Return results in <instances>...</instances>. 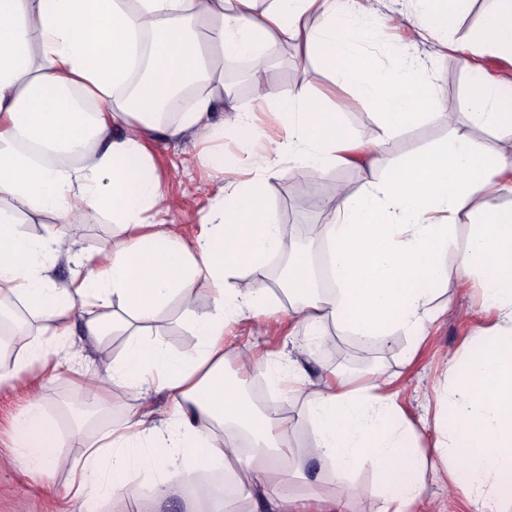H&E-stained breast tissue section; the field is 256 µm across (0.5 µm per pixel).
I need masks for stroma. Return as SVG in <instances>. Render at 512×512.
<instances>
[{"instance_id": "1", "label": "stroma", "mask_w": 512, "mask_h": 512, "mask_svg": "<svg viewBox=\"0 0 512 512\" xmlns=\"http://www.w3.org/2000/svg\"><path fill=\"white\" fill-rule=\"evenodd\" d=\"M493 0H468L461 9L455 26L447 34L448 48H438L425 32L403 21L404 16L417 12L418 0H371L372 15H358L357 25L372 29L367 51L379 54L385 66H395L402 51H409L423 61V73L430 83L437 106L404 128L392 139L386 138L374 122L375 105L355 86L343 83L312 56L298 55L294 49L274 48L267 60L266 81L276 93L289 94L300 88L322 99L327 107L339 114L345 126L378 144L383 155L397 159L408 153L424 150L447 140L451 130L465 132L475 143L498 149L511 138L508 133L489 129L472 122L462 101L479 77H491L507 84L512 93V59L495 50H487L481 58L480 71L470 68L459 44L469 42L482 29L493 9ZM390 19L389 27L373 30L374 16ZM244 90L235 94V102L243 112L253 113L256 123L268 138L270 149L278 150L288 139V127L277 113L274 102H257L251 78H244ZM213 122L223 125L220 139L206 142L194 132L170 138L154 132L149 137L153 163L161 178L164 206L157 214L159 222L171 225L184 238H192L209 212L210 198L222 184L258 176L275 223L293 226L297 240V257L311 261L325 251V242L317 227L333 223L336 218V193L340 188L359 191L362 186L359 170L353 164L323 168L319 173V191L324 197L321 207L304 205L303 183L295 173L296 157L280 154L278 164L267 168L264 159L251 144L240 140L233 128V115L217 109ZM125 233L120 225L105 216L90 214L80 232L84 251L120 247ZM482 301L478 279L462 283L449 278L447 290L437 302L444 312L432 326L422 344L400 334L389 342H373L369 357H359L354 336L326 326L331 338L329 347L313 351L306 368L311 376L326 371L344 370L346 363L372 364L373 368L394 381L393 390L407 418L415 425L412 443L423 452H431L435 434L429 422L444 413L450 404L455 374L464 369L463 346L471 336L474 323L470 318ZM280 322L272 330L261 331L258 319L246 313L224 328V371L227 377L242 383L260 385L268 404L283 405L284 415H293L302 408L304 397L288 393L271 383L268 369L277 368L282 355L297 352L306 337L300 327L288 322V304L275 298ZM192 314V313H191ZM191 314L180 301H171L150 324L149 332L179 352H189L198 345L194 336ZM416 349L415 359H408L409 349ZM267 359V368L252 369L244 363V355ZM85 388L68 368L58 370L57 378H49L41 369L22 375L13 385L0 388V512H68L69 489L66 469L47 472L27 469L15 444L16 429L30 396H38L42 408L54 422L63 445L62 455L75 458L81 450L73 433L90 438L99 432L123 424L137 409L136 392L114 389L112 408L108 412L87 418L77 416L71 408V398H84ZM314 439L312 425L300 421L289 435L294 452L289 482L291 494L300 498L320 497L343 499L345 512H377L379 502L368 493L372 482L369 468L354 472L348 479H338L331 466L310 458ZM413 512H473L460 487L433 481Z\"/></svg>"}]
</instances>
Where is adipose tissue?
<instances>
[{
	"instance_id": "ef3b65f1",
	"label": "adipose tissue",
	"mask_w": 512,
	"mask_h": 512,
	"mask_svg": "<svg viewBox=\"0 0 512 512\" xmlns=\"http://www.w3.org/2000/svg\"><path fill=\"white\" fill-rule=\"evenodd\" d=\"M254 0H0V305L20 304L48 316L51 328L27 337L26 352L0 372V387L31 366L57 370L69 356L65 345L74 323L100 339L116 323L117 311L146 322L172 298L191 313L199 338L190 353L130 329L120 357L99 356L102 381L91 384L97 406L113 388L135 391L138 410L120 430L83 443L78 460L54 454L53 422L32 398L19 423L16 445L33 471L67 467L71 512H107L114 483L137 504L142 492L130 483L141 471H170L191 463L197 477L242 468L252 478L241 492L254 512H309L308 500L288 491V434L306 420L314 426L313 457L343 476L372 466L383 491L379 512H411L427 480L462 485L470 503L490 512H512L501 498L504 475L512 473V208L490 203L512 194V140L492 155L463 134L446 144L393 163H383L374 145L363 144L306 91L274 96L261 83L264 63L276 45L304 44L338 78L356 85L377 110L373 120L387 137L436 105L418 62L385 68L367 52L369 29L354 17L368 12L364 0H273L261 14ZM212 32L222 54L253 66L260 99L274 100L288 121V151L296 172L310 178L324 167L358 163L359 193L338 191L336 220L323 225L333 293L314 287L305 260H296L287 280L291 320L325 341V324L348 331L360 343L387 341L404 333L424 341L440 315L434 299L448 282L443 258L460 215L474 226L468 246L456 257L459 280L479 274L484 302L474 315L475 349L454 379L447 419L434 420L435 460L410 443L412 422L389 390L390 381L370 370L358 379L335 371L330 381L309 380L299 359L287 358L276 380L305 396L295 416L259 410L239 382L224 375V324L240 313H275L265 267L295 245L272 220L256 181L230 193L216 192L211 222L187 243L147 212L163 200L145 133L162 125L161 109L189 84L203 89L194 107L166 125L169 136L192 130L209 138L221 129L211 121L216 104L233 95L214 81L197 25ZM149 46H142L143 34ZM493 47L512 54V0H495L483 35L463 44L480 56ZM148 74L131 77L140 57ZM483 126L512 131V96L499 82L480 80L465 101ZM124 127L120 138L111 131ZM45 152L74 153L78 165L37 163L19 143ZM110 214L129 235L122 247L77 256L76 273L65 285L51 276L63 249L61 239L33 238L18 230L17 213L50 212L79 228L88 212ZM250 271V295L226 288L236 271ZM214 285L210 308L194 311L198 280ZM497 320L485 326L484 314ZM166 393L171 418L159 420L151 392ZM233 426L223 445L215 425ZM257 446L245 453L238 432ZM155 452L144 453L145 440Z\"/></svg>"
}]
</instances>
